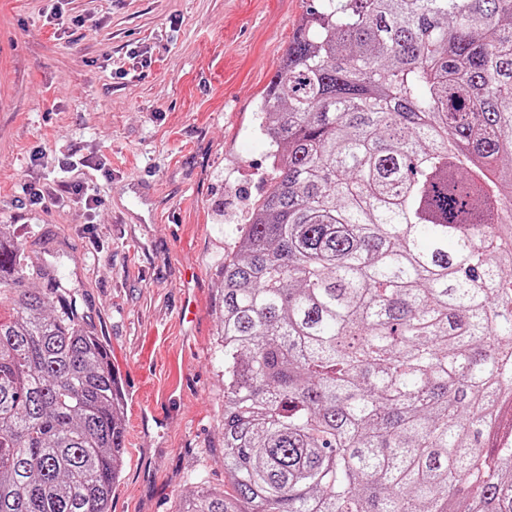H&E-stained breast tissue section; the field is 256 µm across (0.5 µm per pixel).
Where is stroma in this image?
<instances>
[{
	"label": "stroma",
	"mask_w": 512,
	"mask_h": 512,
	"mask_svg": "<svg viewBox=\"0 0 512 512\" xmlns=\"http://www.w3.org/2000/svg\"><path fill=\"white\" fill-rule=\"evenodd\" d=\"M307 7L0 0V225L53 260L127 376L110 512H175L195 471L225 483L220 271L268 188L258 104Z\"/></svg>",
	"instance_id": "obj_1"
}]
</instances>
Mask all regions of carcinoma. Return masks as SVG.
<instances>
[{
	"label": "carcinoma",
	"mask_w": 512,
	"mask_h": 512,
	"mask_svg": "<svg viewBox=\"0 0 512 512\" xmlns=\"http://www.w3.org/2000/svg\"><path fill=\"white\" fill-rule=\"evenodd\" d=\"M222 266L224 474L177 512H512V0H311ZM40 280L42 288L31 287ZM0 231V512H109L124 396Z\"/></svg>",
	"instance_id": "carcinoma-1"
}]
</instances>
